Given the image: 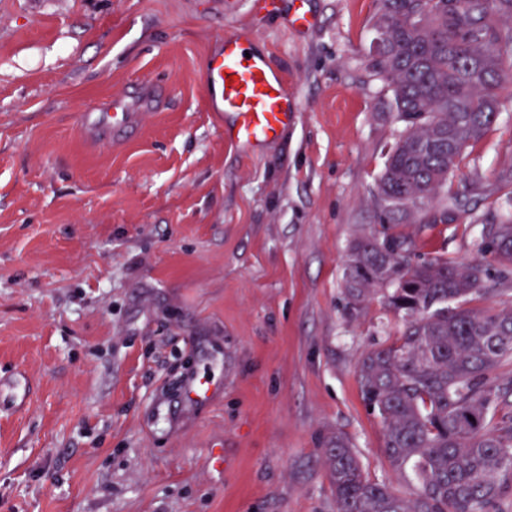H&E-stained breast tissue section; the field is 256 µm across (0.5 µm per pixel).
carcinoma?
I'll return each instance as SVG.
<instances>
[{
  "label": "carcinoma",
  "instance_id": "obj_1",
  "mask_svg": "<svg viewBox=\"0 0 512 512\" xmlns=\"http://www.w3.org/2000/svg\"><path fill=\"white\" fill-rule=\"evenodd\" d=\"M372 68L404 129L376 186L381 229L354 239L346 296L358 305L380 287L402 315L397 341L359 364L363 400L382 425L389 468L409 492L365 472L341 435L324 442L336 512H512V310L466 307L487 292L488 270L444 257L415 261L399 224L448 221L442 194L463 153L495 123L512 95V0H377ZM507 218L484 225L507 278L512 270V195ZM454 307H449V304Z\"/></svg>",
  "mask_w": 512,
  "mask_h": 512
}]
</instances>
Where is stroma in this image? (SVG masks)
I'll use <instances>...</instances> for the list:
<instances>
[{
    "label": "stroma",
    "instance_id": "1",
    "mask_svg": "<svg viewBox=\"0 0 512 512\" xmlns=\"http://www.w3.org/2000/svg\"><path fill=\"white\" fill-rule=\"evenodd\" d=\"M252 2L0 0V379L23 400L0 406V512H336V432L390 474L357 368L401 318L344 293L404 128L371 67L377 0ZM229 32L297 102L256 150L207 102ZM116 100L140 125L92 138L81 114ZM511 163L503 112L448 185L463 208L404 228L420 255L488 267L479 310L512 308V284L472 187Z\"/></svg>",
    "mask_w": 512,
    "mask_h": 512
}]
</instances>
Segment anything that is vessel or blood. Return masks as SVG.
Here are the masks:
<instances>
[{"label": "vessel or blood", "instance_id": "b4317fda", "mask_svg": "<svg viewBox=\"0 0 512 512\" xmlns=\"http://www.w3.org/2000/svg\"><path fill=\"white\" fill-rule=\"evenodd\" d=\"M213 110L227 114L232 124L226 141L250 148L276 138L293 121L296 102L285 77L267 58L248 53L239 35L225 36L222 52L212 54L205 70ZM82 123L111 128L113 137L126 136L137 125V115L116 101L108 112H86Z\"/></svg>", "mask_w": 512, "mask_h": 512}]
</instances>
